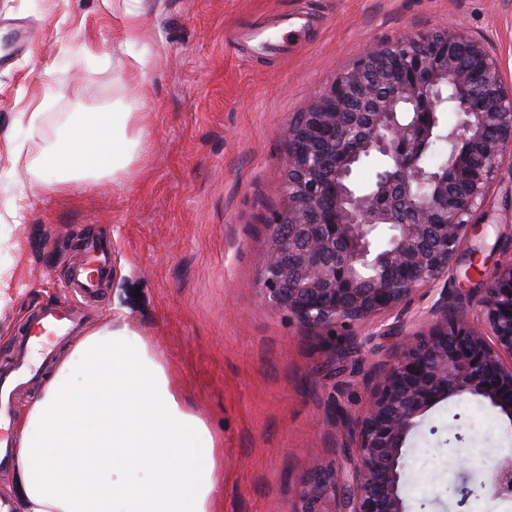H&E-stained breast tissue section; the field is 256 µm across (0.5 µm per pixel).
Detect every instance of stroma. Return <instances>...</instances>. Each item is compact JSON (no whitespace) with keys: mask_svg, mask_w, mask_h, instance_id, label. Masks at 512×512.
<instances>
[{"mask_svg":"<svg viewBox=\"0 0 512 512\" xmlns=\"http://www.w3.org/2000/svg\"><path fill=\"white\" fill-rule=\"evenodd\" d=\"M305 13L313 26L289 35L282 56L240 39ZM13 19L35 39L0 69V286L12 296L0 309V364L31 308L63 298L84 226L109 225L114 267L98 319L128 324L163 351L172 387L223 448L217 512H300L309 463L349 470L375 374L402 335L425 327L440 292L449 314L479 321L480 270L512 257V161L476 215L480 236L437 285L399 317L318 333L267 307L260 291L289 128L363 47L417 32H466L512 85V0H0L1 42ZM133 21L147 63L132 82ZM134 98L143 134L125 170L43 187L41 152L78 113ZM507 455L512 422L481 398L436 405L404 448L408 512H512V498L479 492L461 507L450 494ZM455 456L463 468L449 467Z\"/></svg>","mask_w":512,"mask_h":512,"instance_id":"35a3bbf8","label":"stroma"}]
</instances>
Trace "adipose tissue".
Returning <instances> with one entry per match:
<instances>
[{
  "label": "adipose tissue",
  "mask_w": 512,
  "mask_h": 512,
  "mask_svg": "<svg viewBox=\"0 0 512 512\" xmlns=\"http://www.w3.org/2000/svg\"><path fill=\"white\" fill-rule=\"evenodd\" d=\"M140 100L82 115L41 155L55 184L125 169ZM17 512H214L222 451L171 386L163 353L128 324L89 331L28 407L16 455Z\"/></svg>",
  "instance_id": "obj_1"
}]
</instances>
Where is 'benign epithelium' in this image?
Masks as SVG:
<instances>
[{
  "label": "benign epithelium",
  "mask_w": 512,
  "mask_h": 512,
  "mask_svg": "<svg viewBox=\"0 0 512 512\" xmlns=\"http://www.w3.org/2000/svg\"><path fill=\"white\" fill-rule=\"evenodd\" d=\"M370 112L368 140L391 159L379 172L385 202L352 183L354 154L337 161L312 148L321 138H349L351 113ZM459 119L448 135V166L436 189L420 193L410 175L421 143L431 138L443 109ZM282 160L293 175L286 204L272 228L261 290L273 310L309 330L350 326L390 313L451 269L465 241L476 235L475 214L506 153L512 152V89L485 45L462 32L408 35L359 52L330 87L312 99L290 129ZM336 163L340 181L326 188L313 173ZM377 224L398 233L386 254L371 247ZM371 272L358 288L357 268ZM486 328L448 317L436 301L425 329L402 337L393 364L376 374L358 427L351 474L313 465L302 512H407L402 482L409 434L438 403L481 397L512 421V261L486 273L477 299ZM481 488L512 496V456L493 459Z\"/></svg>",
  "instance_id": "1"
}]
</instances>
